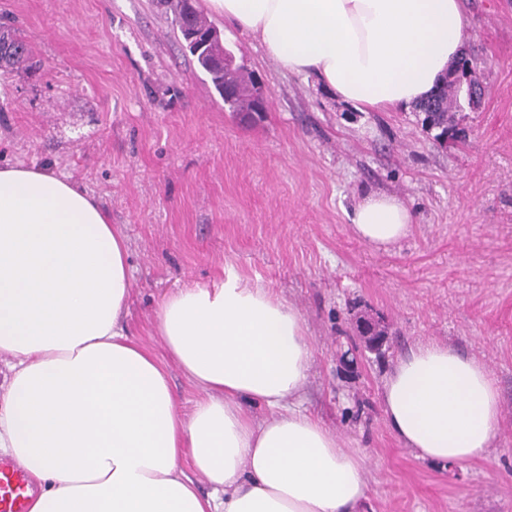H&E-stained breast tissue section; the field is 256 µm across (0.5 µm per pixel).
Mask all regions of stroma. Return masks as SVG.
<instances>
[{
	"mask_svg": "<svg viewBox=\"0 0 512 512\" xmlns=\"http://www.w3.org/2000/svg\"><path fill=\"white\" fill-rule=\"evenodd\" d=\"M466 7L485 92L475 107L458 98L443 143L421 112H359L288 75L213 13L241 74L263 81L265 111L225 109L160 0H0V22L33 51L0 73V165L69 178L121 227L124 322L155 354L158 299L225 269L293 304L314 350L306 406L364 455L366 512H512V0ZM373 191L415 215L386 250L350 224ZM363 313L390 347L350 368L341 354ZM429 341L488 366L502 408L488 458L433 464L389 431L380 381Z\"/></svg>",
	"mask_w": 512,
	"mask_h": 512,
	"instance_id": "1",
	"label": "stroma"
}]
</instances>
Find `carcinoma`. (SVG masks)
<instances>
[{"instance_id": "cac0c4a2", "label": "carcinoma", "mask_w": 512, "mask_h": 512, "mask_svg": "<svg viewBox=\"0 0 512 512\" xmlns=\"http://www.w3.org/2000/svg\"><path fill=\"white\" fill-rule=\"evenodd\" d=\"M164 3L173 9L177 18L178 30L186 41L188 51L195 56L198 65L206 69V73L210 76L219 95H224V91L233 87L237 89L233 111H254L253 100L245 93L249 80L235 72L226 73L217 66H208L217 52V49L207 42V33L213 28V25L197 11L192 0H164ZM31 54V47L18 36L14 28L6 24L0 25L1 71L7 72L24 66ZM458 96L459 91L454 85L448 82L444 83L432 97L434 110L425 116L424 122L429 126L434 125L444 131L447 130L448 109L457 102Z\"/></svg>"}]
</instances>
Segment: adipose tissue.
<instances>
[{"label":"adipose tissue","instance_id":"ef3b65f1","mask_svg":"<svg viewBox=\"0 0 512 512\" xmlns=\"http://www.w3.org/2000/svg\"><path fill=\"white\" fill-rule=\"evenodd\" d=\"M208 7L361 112L415 108L471 38L464 0ZM350 220L386 249L414 214L373 192ZM131 289L126 238L86 192L46 168L0 166V452L38 483L30 512H363L364 458L303 406L314 353L294 305L232 271L163 295L156 333L199 392L184 414L165 357L123 326ZM378 398L400 445L431 463L487 456L499 439L488 367L448 344L399 356ZM198 474L211 495L198 493Z\"/></svg>","mask_w":512,"mask_h":512}]
</instances>
